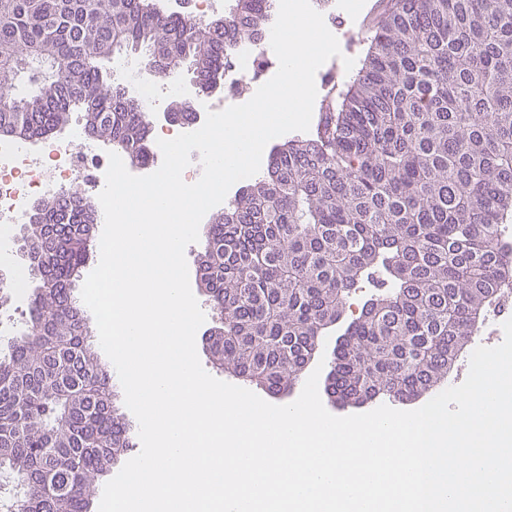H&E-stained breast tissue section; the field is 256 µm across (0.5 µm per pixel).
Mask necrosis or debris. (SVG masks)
<instances>
[{"label":"necrosis or debris","mask_w":512,"mask_h":512,"mask_svg":"<svg viewBox=\"0 0 512 512\" xmlns=\"http://www.w3.org/2000/svg\"><path fill=\"white\" fill-rule=\"evenodd\" d=\"M263 41L244 40L235 47L234 61L224 69V82L234 87L245 79H260ZM108 147L72 121L66 138L43 141L40 148L0 139V251L9 252L14 225L25 223L32 202L56 197L71 188L100 193L109 164Z\"/></svg>","instance_id":"obj_1"}]
</instances>
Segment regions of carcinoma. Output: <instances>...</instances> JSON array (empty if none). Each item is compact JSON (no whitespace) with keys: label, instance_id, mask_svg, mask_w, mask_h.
<instances>
[{"label":"carcinoma","instance_id":"carcinoma-1","mask_svg":"<svg viewBox=\"0 0 512 512\" xmlns=\"http://www.w3.org/2000/svg\"><path fill=\"white\" fill-rule=\"evenodd\" d=\"M382 6L318 131L276 146L267 175L207 224L197 284L219 315L210 357L273 395L300 380L364 278L379 274L381 289L331 360L328 393L343 404L425 393L512 286V0ZM274 12L275 0H228L224 24L194 25L160 0H0V135L43 139L78 110L92 136L147 163L154 121L105 62L138 53L157 78L190 67L207 93ZM97 216L94 200L66 191L21 225L41 285L0 355L6 512H90L132 447L74 294Z\"/></svg>","mask_w":512,"mask_h":512}]
</instances>
